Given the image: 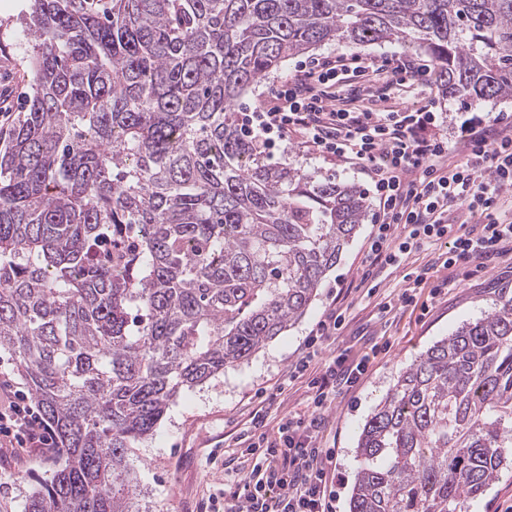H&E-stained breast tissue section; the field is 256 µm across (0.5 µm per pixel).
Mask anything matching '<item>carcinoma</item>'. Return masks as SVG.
<instances>
[{
    "label": "carcinoma",
    "instance_id": "obj_1",
    "mask_svg": "<svg viewBox=\"0 0 512 512\" xmlns=\"http://www.w3.org/2000/svg\"><path fill=\"white\" fill-rule=\"evenodd\" d=\"M0 147V350L65 456L26 512H138L131 448L296 324L367 209L266 164L234 104L290 56L404 41L442 91L512 95V0H33ZM349 512H462L512 458V299L409 364Z\"/></svg>",
    "mask_w": 512,
    "mask_h": 512
}]
</instances>
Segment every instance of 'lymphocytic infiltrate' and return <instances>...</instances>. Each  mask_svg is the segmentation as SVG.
<instances>
[{
    "mask_svg": "<svg viewBox=\"0 0 512 512\" xmlns=\"http://www.w3.org/2000/svg\"><path fill=\"white\" fill-rule=\"evenodd\" d=\"M369 62L352 54L313 59L273 89L262 112L243 115L240 131L265 154H272L289 133L324 158L354 161L369 178L379 213L364 257V276L398 266L433 241L444 242L443 267L465 266L499 254L512 243V114L492 121L469 118L461 125L462 156L451 148L439 118L428 108L347 112L338 109L329 86L345 76L367 75ZM473 225L461 223L462 215ZM345 321L329 308L304 344L292 373L306 371L325 340ZM370 359L338 355L325 361L311 381L306 411L284 416L269 428L255 411L238 442L249 461L225 469L224 487L208 497V512H333L336 452L323 446L327 413L337 388L354 386ZM54 432L39 410L18 395L0 410V456L16 450L45 454Z\"/></svg>",
    "mask_w": 512,
    "mask_h": 512,
    "instance_id": "f902f5d3",
    "label": "lymphocytic infiltrate"
}]
</instances>
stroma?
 Instances as JSON below:
<instances>
[{
    "label": "stroma",
    "instance_id": "1",
    "mask_svg": "<svg viewBox=\"0 0 512 512\" xmlns=\"http://www.w3.org/2000/svg\"><path fill=\"white\" fill-rule=\"evenodd\" d=\"M31 0H0V127L9 128L19 118L30 90L31 76L25 61V37L18 18ZM359 54L375 63L396 57H414L427 63L425 55L401 42H383L359 47L331 43L313 50L316 58ZM369 87L392 109L405 111L424 105L439 112L450 143H457L460 124L468 109L458 98L443 97L435 84L408 88L392 84L386 74L370 75ZM293 159L303 169L320 176L367 187L368 178L355 166L319 157L291 135L276 153L275 162ZM374 208L339 261L326 275L316 299L305 316L274 337L248 361L225 368L205 383L183 390L169 406L153 435L137 443L130 455L143 495L140 512H200L214 492L225 467H242L244 458L235 442L249 426V415L263 409L270 424L288 413L304 410L311 394L309 383L321 361H314L297 378L288 368L329 306L345 313V323L336 339L326 342L323 355L355 357L372 343L381 350L372 360L364 379L354 387L336 392L325 431L327 447L336 451L335 512H349L350 487L359 466L355 449L361 428L375 407L394 386L398 375L436 341L459 326L475 321L512 298V250L497 255L483 268L443 269L436 260L445 250L435 242L410 254L400 267L377 270L379 286L368 291L361 286L362 261L369 246ZM429 269L428 287L418 294V306H400L404 276ZM447 280L448 286L431 295V285ZM60 451L44 455L21 453L0 466V512H25L30 493L40 479L62 466Z\"/></svg>",
    "mask_w": 512,
    "mask_h": 512
}]
</instances>
